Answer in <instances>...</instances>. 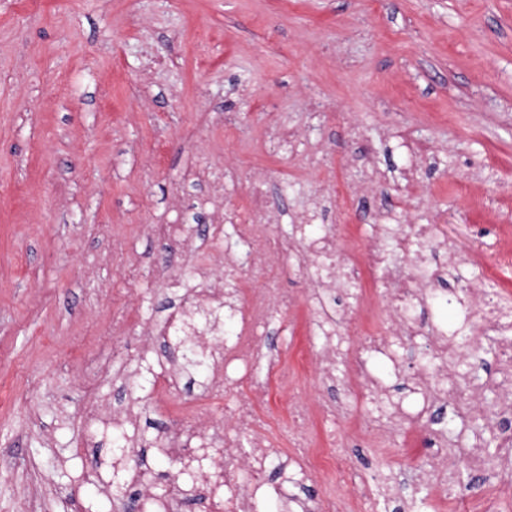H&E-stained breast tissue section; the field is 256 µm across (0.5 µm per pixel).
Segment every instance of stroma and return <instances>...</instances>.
I'll return each mask as SVG.
<instances>
[{
  "label": "stroma",
  "mask_w": 512,
  "mask_h": 512,
  "mask_svg": "<svg viewBox=\"0 0 512 512\" xmlns=\"http://www.w3.org/2000/svg\"><path fill=\"white\" fill-rule=\"evenodd\" d=\"M244 224L288 245L259 278L237 263ZM378 224L432 229L408 331L409 253L363 296L313 251L330 237L358 258ZM204 272L234 284L188 369L148 327L180 315L173 281ZM255 288L264 357L323 367L262 404L276 453L254 512H320L334 494L350 512H448L512 486V333L485 337L486 302L512 320V0H0V512H151L173 483L201 512L163 440L192 424L208 463L228 444L245 458L214 362ZM436 333L470 347L427 378ZM370 335L390 349L357 392ZM292 402L362 490L293 455ZM116 409L133 423L113 430Z\"/></svg>",
  "instance_id": "stroma-1"
}]
</instances>
